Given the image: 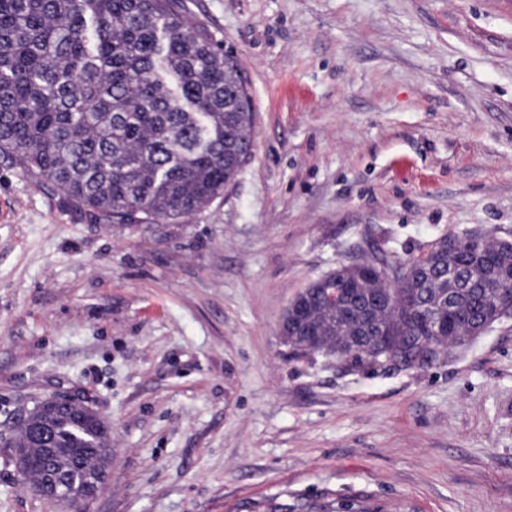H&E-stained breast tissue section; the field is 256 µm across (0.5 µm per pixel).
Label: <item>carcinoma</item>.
Instances as JSON below:
<instances>
[{"label":"carcinoma","instance_id":"carcinoma-1","mask_svg":"<svg viewBox=\"0 0 512 512\" xmlns=\"http://www.w3.org/2000/svg\"><path fill=\"white\" fill-rule=\"evenodd\" d=\"M252 109L234 57L189 24L184 0H0V155L50 182L81 208L116 224H154L202 211L224 195L249 156ZM425 287L402 288L383 312L393 329L388 357L410 359L435 344L448 358L464 337L433 339L413 312L443 287L434 248L415 258ZM295 354L320 352L347 368L375 365L348 346L367 336L344 324L352 301L332 304L318 288L301 295ZM78 426L61 448L104 445Z\"/></svg>","mask_w":512,"mask_h":512}]
</instances>
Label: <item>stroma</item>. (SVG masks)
Instances as JSON below:
<instances>
[{"instance_id": "obj_1", "label": "stroma", "mask_w": 512, "mask_h": 512, "mask_svg": "<svg viewBox=\"0 0 512 512\" xmlns=\"http://www.w3.org/2000/svg\"><path fill=\"white\" fill-rule=\"evenodd\" d=\"M237 60L253 147L190 218L112 224L0 157V430L112 424L89 512H512V318L426 367L295 355L339 264L512 240V0H186ZM0 512H55L0 462ZM41 401L51 406L54 411H58L59 413L64 412L66 409H71L72 407L82 406L100 417L107 426L111 427L109 422L105 420L96 409L90 405H86L84 402L74 396L66 394H51L41 398Z\"/></svg>"}]
</instances>
